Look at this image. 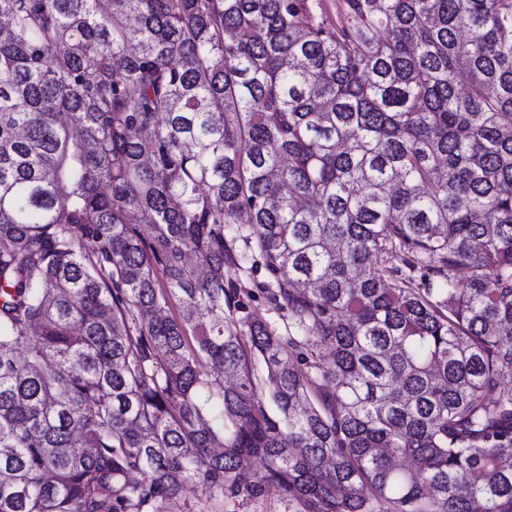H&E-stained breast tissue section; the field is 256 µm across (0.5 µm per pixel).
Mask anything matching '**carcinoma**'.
<instances>
[{
  "instance_id": "carcinoma-1",
  "label": "carcinoma",
  "mask_w": 512,
  "mask_h": 512,
  "mask_svg": "<svg viewBox=\"0 0 512 512\" xmlns=\"http://www.w3.org/2000/svg\"><path fill=\"white\" fill-rule=\"evenodd\" d=\"M507 373L512 0H0V512H512ZM245 303L247 306L246 312H248L254 320L275 324L281 329L283 334H287L285 329L286 322L282 320L281 313L262 297L257 296L249 300L246 299ZM170 512H304L300 503L288 502L277 493L257 499L222 501L209 496L199 485L186 487L177 501L168 506Z\"/></svg>"
}]
</instances>
